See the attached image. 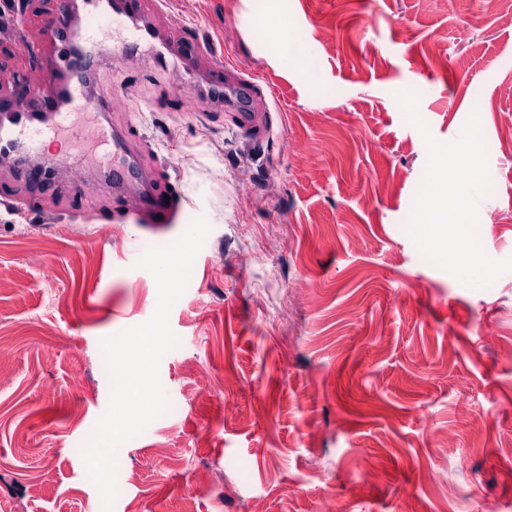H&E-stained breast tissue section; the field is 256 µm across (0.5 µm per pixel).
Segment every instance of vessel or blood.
<instances>
[{"label":"vessel or blood","instance_id":"obj_1","mask_svg":"<svg viewBox=\"0 0 512 512\" xmlns=\"http://www.w3.org/2000/svg\"><path fill=\"white\" fill-rule=\"evenodd\" d=\"M40 42L50 48L54 57L53 80L62 90L65 100L34 91L22 98H14L0 106V150L15 153L22 161H37L42 171L33 173L34 183L47 180L46 166L51 159L45 154L40 136L42 113L52 115L53 123L65 125L71 111L81 109L87 100H94L97 112L109 111L110 102L94 94L91 77L97 64L109 51L117 50L126 55L138 52L161 60L165 56L184 57L181 43L162 41L145 18V0H88L81 21L72 17L71 0H55L53 9L42 21ZM230 69L223 64L201 72V84L211 96H227L229 106L235 107L236 123L242 132H251L258 124L259 115L244 111L249 98L245 83H238L234 92L224 90V81L230 78ZM112 163L101 170L115 194L132 190L141 198V213L131 215L130 223L142 219H161L173 223L177 214L176 201L167 199V184L149 175L143 167V153L137 136L128 124L112 125Z\"/></svg>","mask_w":512,"mask_h":512}]
</instances>
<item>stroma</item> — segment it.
<instances>
[{
    "mask_svg": "<svg viewBox=\"0 0 512 512\" xmlns=\"http://www.w3.org/2000/svg\"><path fill=\"white\" fill-rule=\"evenodd\" d=\"M53 0H0V96L45 86L37 22ZM154 30L205 47L276 112L255 140L181 64L104 59L94 91L136 122L183 203L128 224L64 140L44 187L0 163V512H86L101 499L81 446L105 413L104 338L148 321L157 285L136 256L211 230L169 322L171 408L118 456L113 512H512V273L470 288L404 229L427 150L395 95L420 93L433 136L478 114L512 256V21L456 0H160ZM289 32L282 44L281 32Z\"/></svg>",
    "mask_w": 512,
    "mask_h": 512,
    "instance_id": "obj_1",
    "label": "stroma"
}]
</instances>
